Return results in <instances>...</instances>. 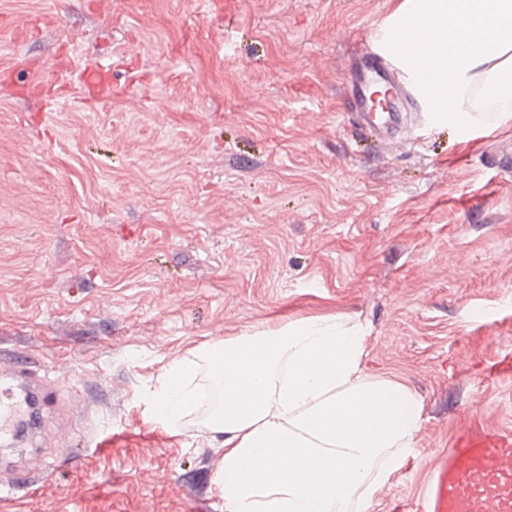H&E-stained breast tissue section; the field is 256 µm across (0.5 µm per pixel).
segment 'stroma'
Here are the masks:
<instances>
[{"mask_svg": "<svg viewBox=\"0 0 512 512\" xmlns=\"http://www.w3.org/2000/svg\"><path fill=\"white\" fill-rule=\"evenodd\" d=\"M400 2L0 0V348L57 391L55 430L0 434V483L38 448V512H224L199 415L170 434L150 398L202 344L313 315L362 323L423 403L366 512H415L470 424L512 432L482 373L512 352V125L484 103L470 137L384 146L344 109Z\"/></svg>", "mask_w": 512, "mask_h": 512, "instance_id": "obj_1", "label": "stroma"}]
</instances>
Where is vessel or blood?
<instances>
[{
  "label": "vessel or blood",
  "instance_id": "vessel-or-blood-1",
  "mask_svg": "<svg viewBox=\"0 0 512 512\" xmlns=\"http://www.w3.org/2000/svg\"><path fill=\"white\" fill-rule=\"evenodd\" d=\"M350 106L377 141H392L408 129L407 108L418 88L407 66L366 50L350 77ZM54 392L43 376L19 362L0 364V432L12 422L20 395ZM432 497L422 512H512V434L478 432L454 439L436 460Z\"/></svg>",
  "mask_w": 512,
  "mask_h": 512
}]
</instances>
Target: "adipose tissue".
Instances as JSON below:
<instances>
[{
  "mask_svg": "<svg viewBox=\"0 0 512 512\" xmlns=\"http://www.w3.org/2000/svg\"><path fill=\"white\" fill-rule=\"evenodd\" d=\"M376 36L438 116H463L479 80L504 105L498 121L512 122V0H402ZM366 356L358 323L315 315L269 325L172 360L151 417L180 431L220 391L203 426L223 450L215 483L225 512H365L414 447L423 413L400 382L369 376Z\"/></svg>",
  "mask_w": 512,
  "mask_h": 512,
  "instance_id": "1",
  "label": "adipose tissue"
}]
</instances>
